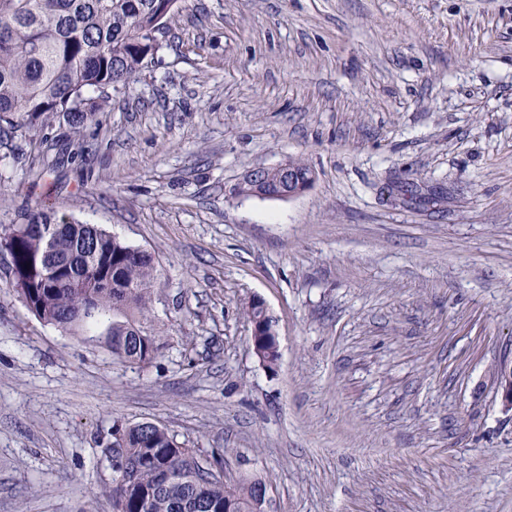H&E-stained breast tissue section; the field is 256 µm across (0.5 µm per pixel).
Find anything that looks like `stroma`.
I'll use <instances>...</instances> for the list:
<instances>
[{
    "label": "stroma",
    "mask_w": 512,
    "mask_h": 512,
    "mask_svg": "<svg viewBox=\"0 0 512 512\" xmlns=\"http://www.w3.org/2000/svg\"><path fill=\"white\" fill-rule=\"evenodd\" d=\"M180 5L79 138L57 115L0 146V225L154 252L169 338L115 362L0 273V512H112L116 419L223 449L263 512H512V0ZM288 159L303 195H230ZM264 328L261 331V334L265 336H251L252 348L254 353L260 355L263 361L268 362L266 366L268 369H274L279 362L280 353L275 349L274 343V335L272 332H275L273 321L271 317H266L263 319Z\"/></svg>",
    "instance_id": "stroma-1"
}]
</instances>
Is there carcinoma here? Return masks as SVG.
Segmentation results:
<instances>
[{"instance_id": "obj_1", "label": "carcinoma", "mask_w": 512, "mask_h": 512, "mask_svg": "<svg viewBox=\"0 0 512 512\" xmlns=\"http://www.w3.org/2000/svg\"><path fill=\"white\" fill-rule=\"evenodd\" d=\"M179 0H0V131L13 129L10 117H26V132L42 131L58 113L73 132L93 118L86 92L109 98L154 59L151 33L167 28ZM63 225L37 236L28 225ZM97 244L84 250L91 233L84 224L37 208L26 223L0 225V252L9 255L5 275L27 309L63 332L97 338L119 363L147 365L165 347L151 319L157 273L155 256L101 228ZM251 337L254 353L278 365L271 317ZM112 443L124 460L109 459L112 512H255L258 480L227 486L209 478L206 466L223 468L224 455H205L180 445L160 425L112 424Z\"/></svg>"}]
</instances>
